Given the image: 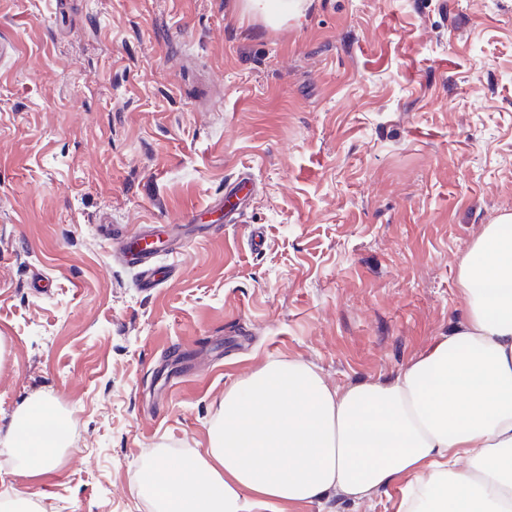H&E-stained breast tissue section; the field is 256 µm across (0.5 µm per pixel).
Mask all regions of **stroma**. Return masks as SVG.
<instances>
[{
  "mask_svg": "<svg viewBox=\"0 0 512 512\" xmlns=\"http://www.w3.org/2000/svg\"><path fill=\"white\" fill-rule=\"evenodd\" d=\"M237 2L0 0V512H152L142 469L204 452L234 382L392 378L466 319L458 264L512 212V0ZM148 226L180 239L150 291L112 247ZM41 404L70 442L32 477ZM305 4L302 0H241L240 9L242 16L276 27L290 18L302 16ZM251 194V183L244 180H239L225 187L224 203L234 200L231 207L224 213L225 223L235 224L237 218L245 208ZM49 414V405H43L36 411L27 412L19 421L14 423L12 428V435L14 437L12 450L19 457L25 458L28 461L26 469L34 475L48 472L53 468L56 461L58 448H55V440L57 438L58 430L63 428L64 425L59 421H53L54 425L52 429L47 428L46 423L50 420ZM25 429L30 431H41L48 437V439L35 440L32 437H27L22 434V431ZM32 447L45 448L39 460L36 462H30L28 460L27 448Z\"/></svg>",
  "mask_w": 512,
  "mask_h": 512,
  "instance_id": "obj_1",
  "label": "stroma"
}]
</instances>
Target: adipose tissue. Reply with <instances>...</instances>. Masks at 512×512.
<instances>
[{
	"mask_svg": "<svg viewBox=\"0 0 512 512\" xmlns=\"http://www.w3.org/2000/svg\"><path fill=\"white\" fill-rule=\"evenodd\" d=\"M276 27L304 0H240ZM466 323L395 378L329 387L299 360H273L224 393L205 453L137 482L155 512H284L340 492L358 501L404 479L394 512H512V214L485 225L458 265ZM49 406L14 423L27 469L53 468ZM468 470H457L459 460Z\"/></svg>",
	"mask_w": 512,
	"mask_h": 512,
	"instance_id": "ef3b65f1",
	"label": "adipose tissue"
}]
</instances>
